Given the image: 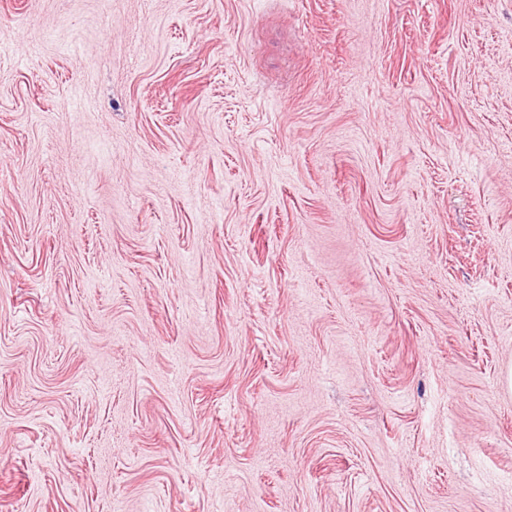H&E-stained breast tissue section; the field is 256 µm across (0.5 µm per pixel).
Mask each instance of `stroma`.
<instances>
[{"label":"stroma","mask_w":512,"mask_h":512,"mask_svg":"<svg viewBox=\"0 0 512 512\" xmlns=\"http://www.w3.org/2000/svg\"><path fill=\"white\" fill-rule=\"evenodd\" d=\"M512 0H0V512H512Z\"/></svg>","instance_id":"stroma-1"}]
</instances>
